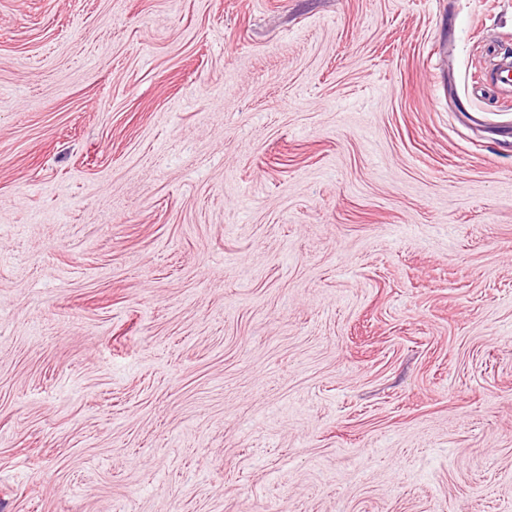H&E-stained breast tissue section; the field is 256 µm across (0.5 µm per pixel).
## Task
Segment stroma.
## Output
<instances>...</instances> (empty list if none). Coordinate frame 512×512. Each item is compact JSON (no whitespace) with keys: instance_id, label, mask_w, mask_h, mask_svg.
Masks as SVG:
<instances>
[{"instance_id":"35a3bbf8","label":"stroma","mask_w":512,"mask_h":512,"mask_svg":"<svg viewBox=\"0 0 512 512\" xmlns=\"http://www.w3.org/2000/svg\"><path fill=\"white\" fill-rule=\"evenodd\" d=\"M512 0H0V512H512Z\"/></svg>"}]
</instances>
